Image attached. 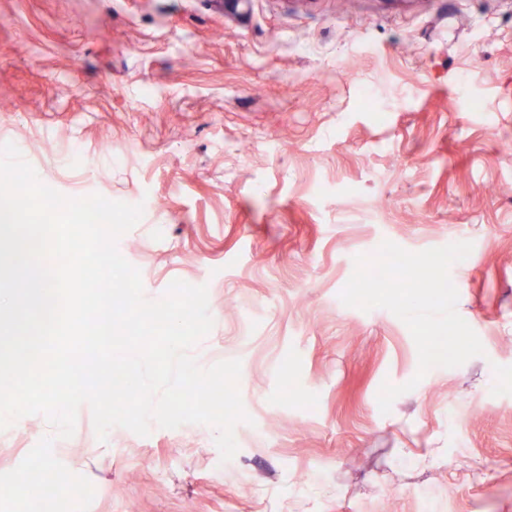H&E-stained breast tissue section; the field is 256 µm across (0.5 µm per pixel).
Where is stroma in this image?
Returning <instances> with one entry per match:
<instances>
[{
	"label": "stroma",
	"mask_w": 512,
	"mask_h": 512,
	"mask_svg": "<svg viewBox=\"0 0 512 512\" xmlns=\"http://www.w3.org/2000/svg\"><path fill=\"white\" fill-rule=\"evenodd\" d=\"M480 109H472V101ZM512 0H0V144L61 194L142 205L117 241L148 300L208 288L198 365L250 423L112 427L53 453L89 512H512ZM457 242L482 355L435 367L354 258ZM54 429H0V473Z\"/></svg>",
	"instance_id": "35a3bbf8"
}]
</instances>
